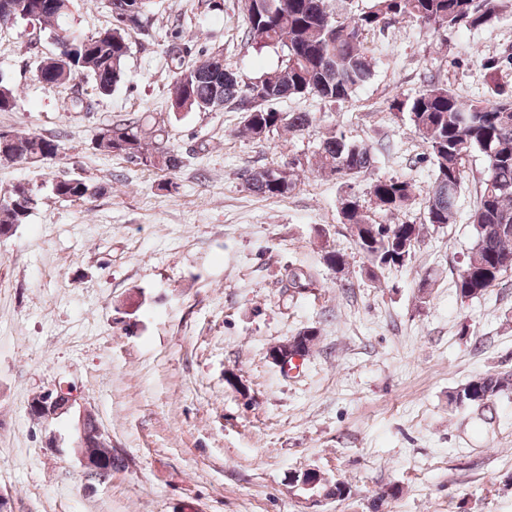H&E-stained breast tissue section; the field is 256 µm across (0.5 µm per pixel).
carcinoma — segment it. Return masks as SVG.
Masks as SVG:
<instances>
[{"label":"carcinoma","instance_id":"obj_1","mask_svg":"<svg viewBox=\"0 0 512 512\" xmlns=\"http://www.w3.org/2000/svg\"><path fill=\"white\" fill-rule=\"evenodd\" d=\"M245 16L246 41L252 47H278L280 64L271 74L245 82L226 68L210 70L211 56L187 65L182 49L171 44L166 55L171 64L170 109L178 117L189 112H209L227 103L243 111L235 134L263 140L277 130L298 134L312 126L309 112H280L273 104L291 96L310 94L324 102L344 104L372 76L373 63L364 47L367 33L382 30L399 16L414 17L435 32L464 26L488 27L501 18L503 0H370L363 11L340 18L334 0H240ZM154 0H138L135 11L120 13L116 0H108L115 24L95 35L85 36L69 23L72 0H0V14L44 24L61 46L53 57L43 58L37 77L53 85H64L86 75L93 79L101 96H109L126 77L125 60L131 51L129 31L151 35ZM512 67V47L497 59L481 61L490 86V98L462 103L447 87L429 82L415 97L394 99L389 109L406 113L427 145L434 165V178L425 192L427 223L453 224L456 203L466 180V159L480 153L486 173L480 180L477 204L470 219L473 243L457 275L455 288L461 302L483 296L512 267V93L499 84L501 66ZM11 161L44 164L60 154L58 141L39 134H12ZM97 149L120 155L132 162L174 172L181 167L178 153L165 139V125L146 129L140 120L101 130ZM376 162L374 148L350 141L335 132L323 137L313 153L310 168L348 183L371 172ZM295 167L247 170L244 183L251 192L267 197H284L295 189ZM52 193L66 201H86L104 194L106 186L82 177L63 178L51 185ZM369 203L346 193L339 199L341 223L348 225L360 251L375 268L404 265L423 230L421 224L395 220L415 200V185L399 177L378 178L369 185ZM39 198L19 183L0 194V227L15 229L25 223L38 206ZM324 264L345 269L342 253L323 246ZM283 287L305 290L314 285L310 274L288 268ZM512 389V379L485 373L448 395L458 403L481 406ZM326 497L343 498L344 484L330 483L313 473L301 477Z\"/></svg>","mask_w":512,"mask_h":512}]
</instances>
